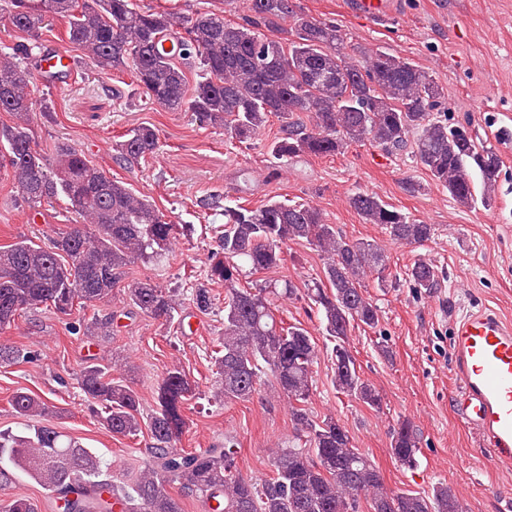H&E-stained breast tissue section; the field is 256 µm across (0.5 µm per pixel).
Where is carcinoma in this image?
Segmentation results:
<instances>
[{
    "label": "carcinoma",
    "instance_id": "1",
    "mask_svg": "<svg viewBox=\"0 0 512 512\" xmlns=\"http://www.w3.org/2000/svg\"><path fill=\"white\" fill-rule=\"evenodd\" d=\"M0 19L25 36L0 52V112L10 116V123L0 124V174L34 213L44 201L64 200L82 219L57 232L49 247L30 239L0 245V331L18 319L1 309L6 303H19L22 314L50 307L70 330L90 337L112 335V317L73 315L111 298L114 288H123L127 306L166 323L182 305L177 289L150 279L122 285L118 273L160 259L190 228L174 223L75 147L57 145L50 163L37 149L34 116L47 106H37L34 97L33 70L41 53L33 50L54 19L65 22L69 48L86 53L100 72L130 75L131 91L140 90L173 112H190L232 140L248 143L277 119L270 145L277 160L334 157L348 144L368 140L387 151L412 149L431 179L464 206L489 209L495 201L501 175L497 149H477L468 129L433 115L443 95L426 72L380 50H364L362 59H355L357 48L348 47L336 23L296 11L293 0H248L247 14L237 23L210 10L188 15L144 10L136 0H0ZM273 29L279 35L269 34ZM159 148L158 131L147 125L130 129L112 145L115 160L130 168ZM477 177L483 184L479 193ZM348 203L394 244L421 245L435 234L434 225L373 193L356 192ZM200 206L224 215L206 274L225 292L224 332L211 355L218 392L226 403L246 400L270 376L288 401L294 440L271 450L273 476L260 484L244 477L231 436L216 448L177 447L194 396L184 369L167 371L145 414L139 391L112 375L122 364L87 363L76 380L99 406L97 422L116 436L147 432L153 463L117 484L91 449L54 427L27 424L19 433L0 431V512H40L36 500L11 492L18 472L62 501L65 512H112L114 502L122 512H183L168 490L171 481L195 495L204 512H362L364 503L369 512L385 505L389 512H461L443 483L427 496L390 491L342 424L311 416L307 404L318 347L302 323L284 327L274 313L280 300L307 298L332 343L336 390L380 407L379 392L360 377L346 343L351 326L379 325L381 310L365 281L371 277L379 288L393 287L383 246L347 238L309 204L274 200L259 207L230 206L213 193ZM299 240L326 257L323 279L304 284L302 292L289 279L238 287L243 273L280 266L285 247ZM406 276L417 291L430 293L440 284L438 266L424 257L413 261ZM190 300L200 313L213 305L204 284L192 289ZM32 358L16 346L0 345L1 363ZM9 404L27 420L59 414L52 402L27 389L13 392ZM391 452L401 466L417 467L420 437L409 421L393 428Z\"/></svg>",
    "mask_w": 512,
    "mask_h": 512
}]
</instances>
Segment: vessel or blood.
<instances>
[{"mask_svg": "<svg viewBox=\"0 0 512 512\" xmlns=\"http://www.w3.org/2000/svg\"><path fill=\"white\" fill-rule=\"evenodd\" d=\"M371 22L389 18L393 0H352ZM456 392L452 406L491 462L512 466V322L484 307L465 314L451 338Z\"/></svg>", "mask_w": 512, "mask_h": 512, "instance_id": "obj_1", "label": "vessel or blood"}]
</instances>
